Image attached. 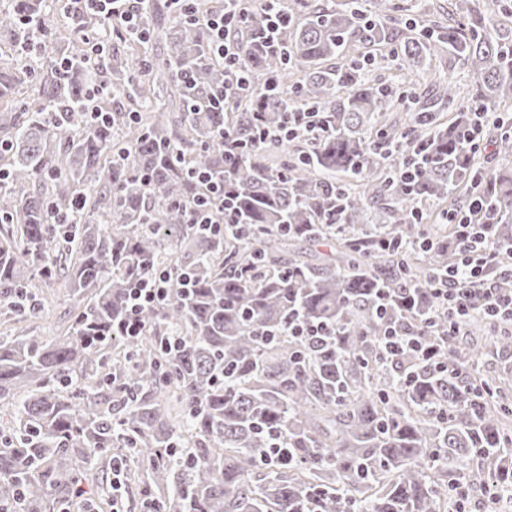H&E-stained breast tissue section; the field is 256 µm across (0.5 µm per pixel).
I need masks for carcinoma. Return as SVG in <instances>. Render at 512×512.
I'll return each mask as SVG.
<instances>
[{"label": "carcinoma", "mask_w": 512, "mask_h": 512, "mask_svg": "<svg viewBox=\"0 0 512 512\" xmlns=\"http://www.w3.org/2000/svg\"><path fill=\"white\" fill-rule=\"evenodd\" d=\"M294 5L275 34L262 12L231 31L250 94L229 111L210 30L172 0L140 4L135 34L0 0V316L40 318L57 279L76 303L65 336H0L1 507L62 512L112 455L151 461L148 501L165 512H454L473 488L512 492V399L480 366L491 352L508 372L512 334L474 310L448 335L421 287L458 265L444 216L474 196L512 244V169L486 175L469 147L475 112L512 101V44L492 27L507 2L450 0L448 24L418 36L391 25L397 0ZM114 29L134 53L105 43L96 98L84 36ZM358 36L410 68L448 54L473 74L470 106L442 79L407 122L391 117V91L369 78L378 59L323 67ZM304 109L324 136L226 159L224 131L247 142ZM201 171L239 226L186 223L207 198ZM377 205L388 223L370 225ZM163 264L172 301L126 335L128 288ZM295 317L336 336L308 346L288 335ZM391 329L435 357L382 355ZM275 437L286 465L266 462Z\"/></svg>", "instance_id": "1"}]
</instances>
